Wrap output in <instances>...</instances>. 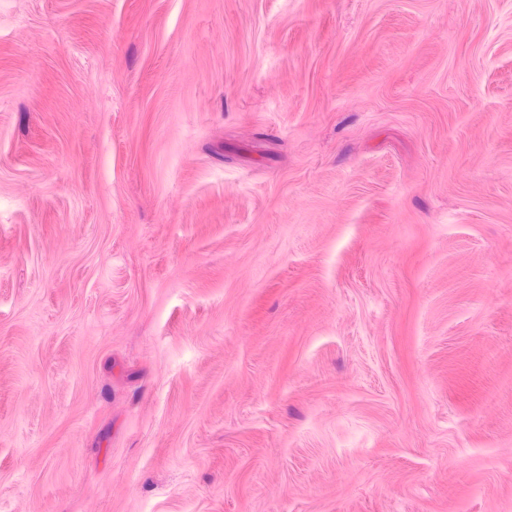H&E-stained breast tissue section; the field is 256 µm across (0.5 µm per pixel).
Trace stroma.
<instances>
[{"label":"stroma","mask_w":512,"mask_h":512,"mask_svg":"<svg viewBox=\"0 0 512 512\" xmlns=\"http://www.w3.org/2000/svg\"><path fill=\"white\" fill-rule=\"evenodd\" d=\"M0 512H512V0H0Z\"/></svg>","instance_id":"stroma-1"}]
</instances>
